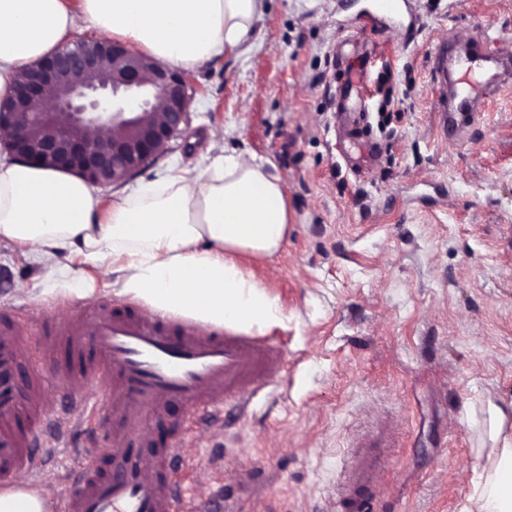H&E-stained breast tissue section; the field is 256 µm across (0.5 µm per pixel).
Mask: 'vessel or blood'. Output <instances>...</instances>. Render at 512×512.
<instances>
[{"mask_svg": "<svg viewBox=\"0 0 512 512\" xmlns=\"http://www.w3.org/2000/svg\"><path fill=\"white\" fill-rule=\"evenodd\" d=\"M373 9L386 20L414 23L412 0H375ZM490 43L485 33L458 52L452 41L436 42L430 71L438 138H461L491 90L512 83V51ZM338 84L341 98L361 97L364 74L342 73ZM63 350L71 363H59ZM284 372L274 339L206 330L122 303L83 308L75 319L44 322L34 331L17 321L15 311L1 308L0 487L20 476L35 485L50 475L77 484L79 494L59 499L54 512H219L223 487L190 496L169 479L172 466L185 461L182 432L159 445L142 423L161 419L177 403L185 422L223 426L225 415L247 407ZM51 374L61 388L50 389ZM89 410L112 425L91 441L103 468L85 466L77 449L52 468L47 449L64 447ZM370 445L345 462L329 512H371L379 494L373 451L385 442L376 436Z\"/></svg>", "mask_w": 512, "mask_h": 512, "instance_id": "obj_1", "label": "vessel or blood"}]
</instances>
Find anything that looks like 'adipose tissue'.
<instances>
[{"label": "adipose tissue", "instance_id": "ef3b65f1", "mask_svg": "<svg viewBox=\"0 0 512 512\" xmlns=\"http://www.w3.org/2000/svg\"><path fill=\"white\" fill-rule=\"evenodd\" d=\"M263 0H0V100L32 63L92 26L130 41L149 58L191 70L250 41ZM288 236V196L272 163L243 152L205 170L143 185L103 210L76 175L6 161L0 166V242L26 259L52 263L31 298L91 300L96 292L61 253L106 262L115 293L154 314L203 327L262 329L280 318L276 302L235 254L272 256ZM481 490L470 512H512V399L489 402Z\"/></svg>", "mask_w": 512, "mask_h": 512}]
</instances>
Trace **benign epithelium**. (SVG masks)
<instances>
[{
	"mask_svg": "<svg viewBox=\"0 0 512 512\" xmlns=\"http://www.w3.org/2000/svg\"><path fill=\"white\" fill-rule=\"evenodd\" d=\"M109 69L106 82H84ZM144 68L123 44L105 38L77 40L74 46L44 58L28 69L15 87L0 126L19 115L22 125L0 149L10 159L77 173L92 186L126 181L159 156L180 134L193 101L189 78L166 65ZM49 103L33 112L34 100ZM163 102L165 119L144 124L142 118ZM107 134L92 139L91 129Z\"/></svg>",
	"mask_w": 512,
	"mask_h": 512,
	"instance_id": "7a95c632",
	"label": "benign epithelium"
}]
</instances>
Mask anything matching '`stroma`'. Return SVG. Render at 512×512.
I'll return each instance as SVG.
<instances>
[{"mask_svg": "<svg viewBox=\"0 0 512 512\" xmlns=\"http://www.w3.org/2000/svg\"><path fill=\"white\" fill-rule=\"evenodd\" d=\"M371 6L265 0L250 42L189 71L188 122L159 159L97 190L108 206L234 150L271 160L286 185L282 251L237 257L282 311L264 334L286 377L224 429H188L192 465L174 476L200 493L224 484L245 512H327L347 455L378 430L393 444L375 512H466L487 403L512 397V87L490 94L465 139L443 142L429 62L450 36L512 43V0H415L411 34ZM350 28L375 39L342 61L369 72L378 158L360 177L335 148L333 47ZM385 101L400 115L390 135L376 129ZM50 274L1 243L0 308L66 321L76 300L22 294Z\"/></svg>", "mask_w": 512, "mask_h": 512, "instance_id": "obj_1", "label": "stroma"}]
</instances>
